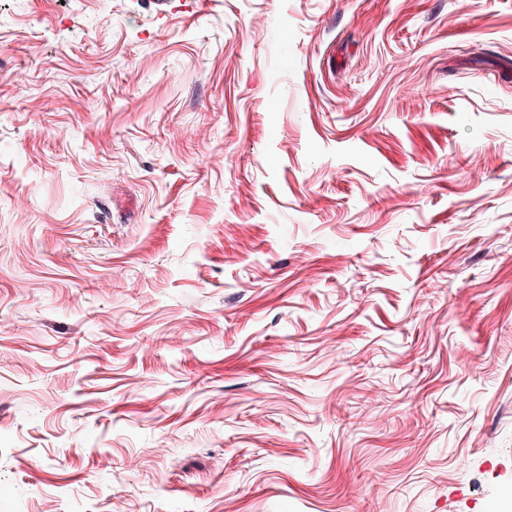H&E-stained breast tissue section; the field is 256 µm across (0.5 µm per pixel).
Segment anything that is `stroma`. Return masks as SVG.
<instances>
[{"mask_svg":"<svg viewBox=\"0 0 512 512\" xmlns=\"http://www.w3.org/2000/svg\"><path fill=\"white\" fill-rule=\"evenodd\" d=\"M512 0H0V512H503Z\"/></svg>","mask_w":512,"mask_h":512,"instance_id":"stroma-1","label":"stroma"}]
</instances>
